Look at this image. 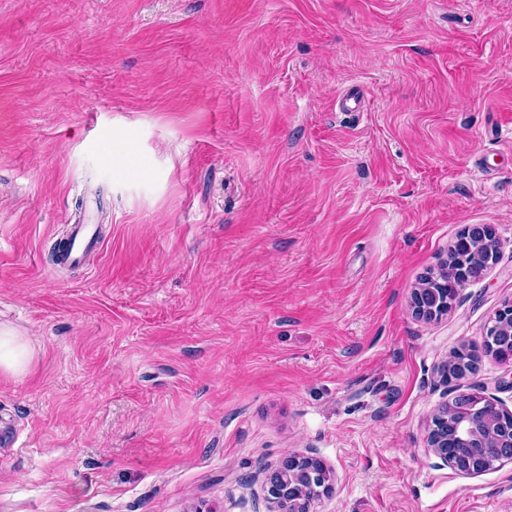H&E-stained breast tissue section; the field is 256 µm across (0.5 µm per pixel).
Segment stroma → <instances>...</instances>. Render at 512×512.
<instances>
[{
  "mask_svg": "<svg viewBox=\"0 0 512 512\" xmlns=\"http://www.w3.org/2000/svg\"><path fill=\"white\" fill-rule=\"evenodd\" d=\"M358 85V111L336 102ZM111 220L52 245L84 189ZM499 259L413 315L465 226ZM512 300V0H0V512H512V463L427 446L462 393L512 410L481 346ZM99 244L95 224H73L65 245L56 252L55 265L72 266L83 262ZM467 238H475L481 240V242L488 246L489 251L493 254L494 259L489 263L493 264L499 254V241L490 225L485 224H475V225H469L466 227L463 232L458 237L457 241L452 247L451 252H455L456 245L460 239H467ZM488 265V266H489ZM426 281L420 288H415L412 293L411 298V307L413 310V314L418 318L431 320L435 319L439 316H442L444 313L448 311V308L452 303H448V306H437L434 304L431 295L428 293V288H426ZM33 357L34 348L27 336L0 325V373L22 376L28 372ZM266 484L277 512H311L320 492L330 489V474L313 457L288 453L267 474Z\"/></svg>",
  "mask_w": 512,
  "mask_h": 512,
  "instance_id": "1",
  "label": "stroma"
}]
</instances>
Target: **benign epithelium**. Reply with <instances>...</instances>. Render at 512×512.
<instances>
[{
  "label": "benign epithelium",
  "instance_id": "1",
  "mask_svg": "<svg viewBox=\"0 0 512 512\" xmlns=\"http://www.w3.org/2000/svg\"><path fill=\"white\" fill-rule=\"evenodd\" d=\"M460 238H475L499 254V241L492 227H466ZM411 307L415 316L431 320L448 311L434 304L428 288L413 290ZM512 301L496 312L483 336V344L498 351V340L512 343ZM428 447L442 464L465 475L481 474L495 465L512 462V411L477 393L460 394L441 406L431 419ZM267 489L277 503V512H311L320 493L330 489V474L311 456L288 453L266 476Z\"/></svg>",
  "mask_w": 512,
  "mask_h": 512
}]
</instances>
